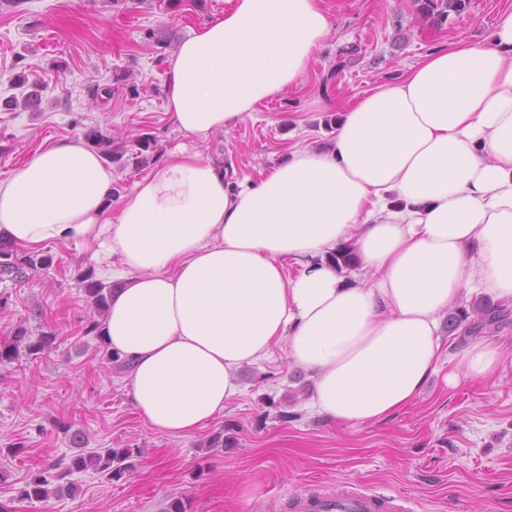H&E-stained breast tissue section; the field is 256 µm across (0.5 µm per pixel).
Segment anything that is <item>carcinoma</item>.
<instances>
[{
  "label": "carcinoma",
  "instance_id": "carcinoma-1",
  "mask_svg": "<svg viewBox=\"0 0 512 512\" xmlns=\"http://www.w3.org/2000/svg\"><path fill=\"white\" fill-rule=\"evenodd\" d=\"M419 11L425 17L443 18L450 12H460L465 8V0H418ZM14 84L22 90L21 97L9 96L0 102L7 111L37 110L42 103V86L30 80L28 70L23 69L14 76ZM85 140L93 144L105 158L121 167L129 165L140 168L153 152L155 140L149 134H142L125 143L105 134L97 127L84 132ZM53 257L49 254L32 252L19 254L17 251L0 246V279L20 281L33 276H43L53 268ZM87 299L97 312L104 311L112 298L114 285L93 279V274L83 272L78 275ZM504 309L491 302L478 305L473 313L465 310L450 317V328L456 329L468 321L469 332L478 333L495 324L503 317ZM58 336L51 330L33 335L23 324L18 325L11 339L0 344V363L13 362L20 357L36 359L56 347ZM142 455L139 448H99L95 451H78L69 457L65 467L41 468L25 478L20 488V498L30 503L45 502L52 496L71 495L75 485L67 477L89 468L103 474L110 482L120 481L135 467L133 458Z\"/></svg>",
  "mask_w": 512,
  "mask_h": 512
}]
</instances>
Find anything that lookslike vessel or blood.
<instances>
[{"label":"vessel or blood","instance_id":"obj_1","mask_svg":"<svg viewBox=\"0 0 512 512\" xmlns=\"http://www.w3.org/2000/svg\"><path fill=\"white\" fill-rule=\"evenodd\" d=\"M278 512H417L403 493L387 495L356 484L338 491L329 486L284 492L275 499Z\"/></svg>","mask_w":512,"mask_h":512}]
</instances>
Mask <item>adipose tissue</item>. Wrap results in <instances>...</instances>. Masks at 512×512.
I'll list each match as a JSON object with an SVG mask.
<instances>
[{
    "label": "adipose tissue",
    "mask_w": 512,
    "mask_h": 512,
    "mask_svg": "<svg viewBox=\"0 0 512 512\" xmlns=\"http://www.w3.org/2000/svg\"><path fill=\"white\" fill-rule=\"evenodd\" d=\"M165 63L186 137L233 128L298 86L332 22L323 0H230ZM112 166L61 139L0 179V243L93 247L117 287L100 324L134 407L183 437L284 344L308 408L390 417L431 378H487L489 341L445 357L440 317L473 293L512 306V10L486 41L436 48L346 107L331 145L295 147L252 184L178 147L113 203ZM351 246L346 278L328 260ZM448 371H441V362Z\"/></svg>",
    "instance_id": "adipose-tissue-1"
}]
</instances>
